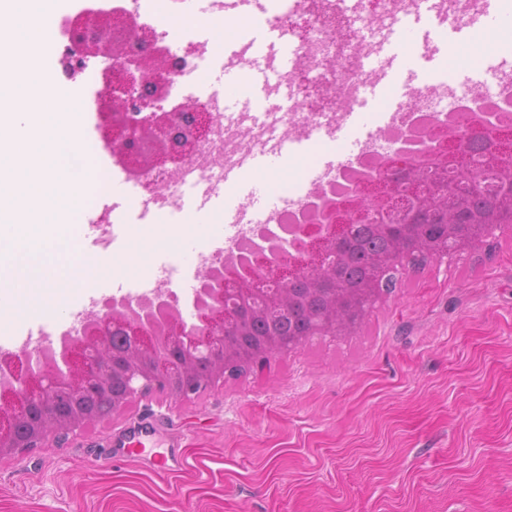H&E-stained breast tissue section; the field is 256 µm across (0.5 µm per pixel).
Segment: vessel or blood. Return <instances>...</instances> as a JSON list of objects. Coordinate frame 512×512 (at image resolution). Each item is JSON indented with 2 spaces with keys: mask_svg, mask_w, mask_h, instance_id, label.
<instances>
[{
  "mask_svg": "<svg viewBox=\"0 0 512 512\" xmlns=\"http://www.w3.org/2000/svg\"><path fill=\"white\" fill-rule=\"evenodd\" d=\"M273 0H224V17L229 21H246L247 27L237 39L230 57L217 60L213 66L218 77L212 84L214 94H224L232 77L247 71L246 91L235 101L225 105L227 117L241 112L253 113L264 122H273L276 112L288 105L290 87L287 73L294 65L293 47L282 32L263 24V17L273 8ZM498 22L496 0H484V9L472 17L467 27L449 24L434 8L432 0H422L420 8L411 17L386 30L366 60L376 74L366 84L346 121L337 126L336 138L346 150L348 159L364 153L367 142L358 135L369 112L382 109L390 116L403 111L400 90L417 86L425 87L427 73L420 66L409 63L405 52L406 33H415L423 48L425 61L439 58L447 44L465 41L467 29H492ZM300 142L274 136L270 145L243 159L226 163L223 170L225 195H217L203 185L193 186L187 199L197 210L223 212L230 227L259 223L261 215L270 213L259 190L251 180L252 172L273 165L296 153Z\"/></svg>",
  "mask_w": 512,
  "mask_h": 512,
  "instance_id": "b4317fda",
  "label": "vessel or blood"
}]
</instances>
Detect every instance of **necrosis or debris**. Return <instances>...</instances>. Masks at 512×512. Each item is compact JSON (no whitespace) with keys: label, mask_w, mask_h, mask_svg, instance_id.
Listing matches in <instances>:
<instances>
[{"label":"necrosis or debris","mask_w":512,"mask_h":512,"mask_svg":"<svg viewBox=\"0 0 512 512\" xmlns=\"http://www.w3.org/2000/svg\"><path fill=\"white\" fill-rule=\"evenodd\" d=\"M419 6L420 0H290L287 11L268 16V23L276 28L298 34L297 62L289 73L295 102L279 113V133L300 141L317 133H333L363 85L374 77L366 66L371 35L384 29L387 20L409 15ZM192 8V0H166L165 11L160 14L147 0H71L53 25L54 81L76 91L83 111L91 115V136L100 155L112 163L113 182L135 184L136 201L144 216L154 209L180 211L189 189L187 173L218 187L225 162L258 150L267 137L266 131L249 118L225 122L223 99L209 93L189 95L188 89L199 81L211 48L193 31L171 28L165 17ZM110 12L125 16L132 30L151 31L156 45L163 49L172 76L168 102L187 101L212 116L208 134L190 156L145 178H130L119 146L107 141L102 131L104 102L97 78L111 69V58L83 55L76 46L74 20ZM470 93V88L462 85L453 87L447 96L429 88L411 92L404 111L394 116L391 125L399 127L411 113L428 120L437 118L445 101L457 102Z\"/></svg>","instance_id":"obj_1"}]
</instances>
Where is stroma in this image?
Returning <instances> with one entry per match:
<instances>
[{"instance_id":"1","label":"stroma","mask_w":512,"mask_h":512,"mask_svg":"<svg viewBox=\"0 0 512 512\" xmlns=\"http://www.w3.org/2000/svg\"><path fill=\"white\" fill-rule=\"evenodd\" d=\"M177 24L218 55L245 28L215 29L197 8ZM471 43L475 54L448 48L439 69L474 76L490 58H512V33L478 32ZM132 192L104 183L84 217L113 207L114 241L79 237L81 253L123 258L133 231L186 222L183 211L140 218ZM166 265L191 317L199 273L163 251L148 269L61 300L146 292ZM59 324L35 311L0 317V345L57 340ZM145 425L166 472L126 454ZM0 512H512V229L493 248L404 269L401 287L352 333L313 337L189 400L135 398L60 443L0 459Z\"/></svg>"}]
</instances>
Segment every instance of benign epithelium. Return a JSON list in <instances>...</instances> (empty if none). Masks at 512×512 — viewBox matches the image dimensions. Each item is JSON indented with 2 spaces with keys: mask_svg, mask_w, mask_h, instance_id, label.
I'll list each match as a JSON object with an SVG mask.
<instances>
[{
  "mask_svg": "<svg viewBox=\"0 0 512 512\" xmlns=\"http://www.w3.org/2000/svg\"><path fill=\"white\" fill-rule=\"evenodd\" d=\"M115 23L106 14L82 27L76 36L79 51L111 54ZM162 56L154 44L134 38L127 50L112 54V75L103 91L114 107L104 113L106 136L126 149L127 166L139 177L150 174L152 162L178 164L185 157V132L202 139L211 123L209 113L188 104L168 111L159 105L154 63ZM498 107L502 111L494 112L484 99L470 98L430 125L442 132L433 140L422 132L420 120L408 121L395 151L371 171L359 172L345 195L329 189L312 196L289 225L288 240L277 228H262L253 243L252 277L224 272L234 264L230 253L207 267L192 299L203 304L189 321L178 295L163 291L134 304L114 300L104 311L90 312L80 329L35 352L1 354L0 458L40 448L50 436H65L98 419L93 405L99 402L110 403L112 413L119 414L151 391L186 399L219 386L245 362L262 368L272 354L300 347L306 339L284 343L271 337L240 347L235 330L244 310L278 312L289 283L328 267V258L344 249L354 226L368 216L364 202L376 204L371 223L384 233L424 238L431 225L416 218L424 212L435 218L444 214L450 194L458 200L472 189L512 202V126L504 125V112L512 110L511 90ZM454 124H471L485 136L489 149L482 163H469L458 141L448 137ZM506 227L512 225L442 224L439 250L448 255L450 238L457 251L480 247ZM116 332L126 341L121 350L112 348ZM115 376L125 385L119 398L112 395Z\"/></svg>",
  "mask_w": 512,
  "mask_h": 512,
  "instance_id": "7a95c632",
  "label": "benign epithelium"
}]
</instances>
